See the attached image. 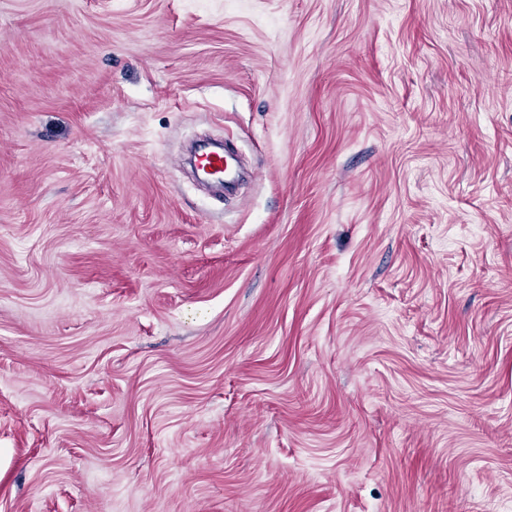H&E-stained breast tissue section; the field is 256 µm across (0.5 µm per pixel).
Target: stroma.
<instances>
[{
  "label": "stroma",
  "mask_w": 512,
  "mask_h": 512,
  "mask_svg": "<svg viewBox=\"0 0 512 512\" xmlns=\"http://www.w3.org/2000/svg\"><path fill=\"white\" fill-rule=\"evenodd\" d=\"M0 512H512V0H0Z\"/></svg>",
  "instance_id": "35a3bbf8"
}]
</instances>
